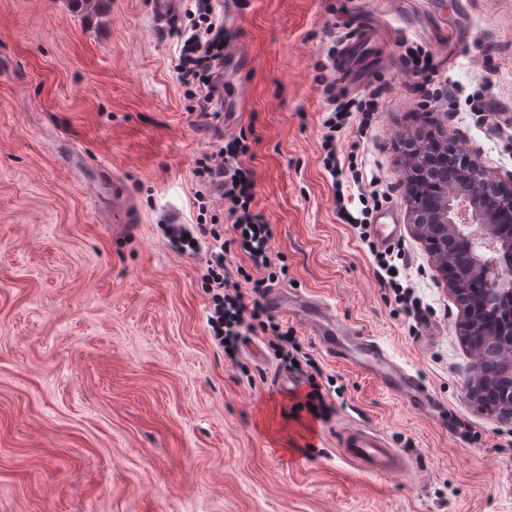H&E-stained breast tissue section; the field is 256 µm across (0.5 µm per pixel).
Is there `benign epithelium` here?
<instances>
[{
	"label": "benign epithelium",
	"instance_id": "7a95c632",
	"mask_svg": "<svg viewBox=\"0 0 512 512\" xmlns=\"http://www.w3.org/2000/svg\"><path fill=\"white\" fill-rule=\"evenodd\" d=\"M402 149L407 223L435 258L446 288L456 297L459 281L480 279L492 298L504 291L512 301V226L498 224L512 212V172L490 174L475 153L432 130L404 139ZM450 163L461 175L453 185L443 171ZM493 335L485 356L496 362L502 385L490 412L511 420L512 308Z\"/></svg>",
	"mask_w": 512,
	"mask_h": 512
}]
</instances>
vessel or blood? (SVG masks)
<instances>
[{
	"label": "vessel or blood",
	"mask_w": 512,
	"mask_h": 512,
	"mask_svg": "<svg viewBox=\"0 0 512 512\" xmlns=\"http://www.w3.org/2000/svg\"><path fill=\"white\" fill-rule=\"evenodd\" d=\"M181 5L182 0H147L149 14L161 27L174 22ZM373 47L371 30L352 26L337 48L334 64L346 75H355L360 61ZM379 217V223L371 226L370 235L376 247L387 249L398 240L399 226L393 221L392 210H382ZM269 304L276 313L289 315L306 326L330 356L358 366L399 397L408 408L428 412L437 406V399L418 374L396 361L373 337L362 335L352 324L337 319L323 302L309 297L291 302L276 289L269 297ZM341 448L346 457L376 474L398 470L406 462L402 451L389 447L384 438L365 429L343 431Z\"/></svg>",
	"instance_id": "obj_1"
}]
</instances>
